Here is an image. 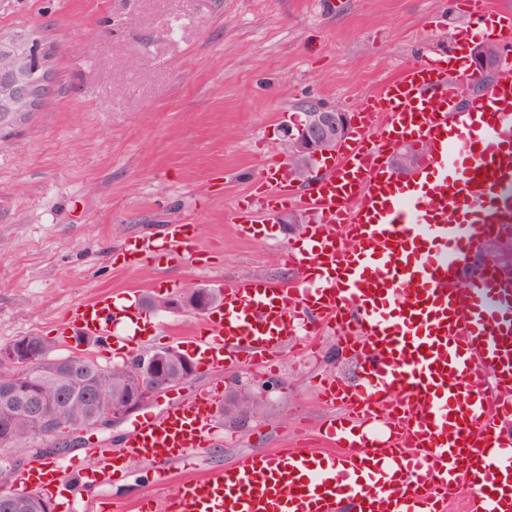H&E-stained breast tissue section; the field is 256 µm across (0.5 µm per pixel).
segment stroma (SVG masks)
Instances as JSON below:
<instances>
[{"label": "stroma", "instance_id": "stroma-1", "mask_svg": "<svg viewBox=\"0 0 512 512\" xmlns=\"http://www.w3.org/2000/svg\"><path fill=\"white\" fill-rule=\"evenodd\" d=\"M440 20L453 41L459 11L444 0H0V38L37 32L51 84L0 137V345L57 337L67 308L109 290L131 317L120 331L128 354L194 353L186 334L169 338L163 327L196 314L154 310L161 297L294 275L279 251L300 237L307 210L299 223L263 224L252 238L236 232L235 207L262 170L258 141L282 149V126L300 119L306 101L354 111ZM172 224L195 226L200 265L124 266L126 239H159ZM356 373L355 355L332 334L305 355L279 349L271 372L242 353L198 366L94 440L121 448L143 418L200 390L219 391L230 409L248 391L259 410L243 425L223 418L222 445L135 463L122 481L75 494L86 512L128 507L158 487L314 438L337 413L317 383Z\"/></svg>", "mask_w": 512, "mask_h": 512}]
</instances>
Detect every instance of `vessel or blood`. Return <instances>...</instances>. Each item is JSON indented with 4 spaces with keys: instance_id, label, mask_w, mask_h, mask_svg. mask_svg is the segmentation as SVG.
<instances>
[{
    "instance_id": "b4317fda",
    "label": "vessel or blood",
    "mask_w": 512,
    "mask_h": 512,
    "mask_svg": "<svg viewBox=\"0 0 512 512\" xmlns=\"http://www.w3.org/2000/svg\"><path fill=\"white\" fill-rule=\"evenodd\" d=\"M479 7L484 38L512 48V13ZM431 40L417 59L357 106L351 134L312 186L298 189L285 161L268 159L236 206L238 231L282 207L311 215L283 260L285 283L241 279L224 287L213 318L190 326L206 364L239 350L256 364L290 337L341 335L357 357L353 382L328 379L321 393L350 415L318 432L328 452L309 444L250 456L184 480L136 512H445L463 489L468 512H512V267L474 258L512 225V57L486 98L462 104L467 72L455 68L470 38ZM403 144L423 164L401 175L388 156ZM128 256L194 260V229L171 225L162 240H128ZM80 335L112 337L111 292L69 309ZM494 378L497 393L483 386ZM220 394L202 391L183 407L144 419L120 454L92 443L84 458L30 470L32 495L64 485L107 487L129 461L185 458L219 444Z\"/></svg>"
}]
</instances>
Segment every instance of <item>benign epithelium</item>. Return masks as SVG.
Masks as SVG:
<instances>
[{"mask_svg": "<svg viewBox=\"0 0 512 512\" xmlns=\"http://www.w3.org/2000/svg\"><path fill=\"white\" fill-rule=\"evenodd\" d=\"M471 57L481 80L474 83L470 92L478 95L498 76L501 51L495 45L486 44L473 48ZM43 87H50L47 55L37 33L30 32L8 41L1 39L0 134L12 128L24 113L31 110ZM302 112L304 118L297 127H284V145L289 155L304 161L303 169L296 172L295 176L306 182L314 163L334 152L336 144L349 133L351 117L347 112H338L317 102L303 105ZM209 294V289L195 287L186 294L181 293L167 299L163 307L172 311H183L191 307L197 313H205L206 297ZM90 360V353L83 349L73 355L67 369L48 373L47 380L51 384L63 386L70 392V398L64 405L65 415L75 421V426L67 434L66 440L59 442L57 429L62 415L30 407L29 415L35 423V437L40 450L58 454L66 448L85 444L83 434L112 428L116 423L142 410L153 399L191 379L196 370L192 357L176 348L153 351L135 360V366L130 371V386H119L112 393L116 402L103 404L95 399L76 411L74 406L79 403L81 383L88 373ZM1 363L24 369L29 366L30 360L23 346L18 345L0 354ZM173 371L178 375L175 382L171 379ZM144 380L152 382V390L145 393L134 392L132 385ZM14 475L15 471L11 470L0 476L1 498L21 497L15 488Z\"/></svg>", "mask_w": 512, "mask_h": 512, "instance_id": "1", "label": "benign epithelium"}]
</instances>
